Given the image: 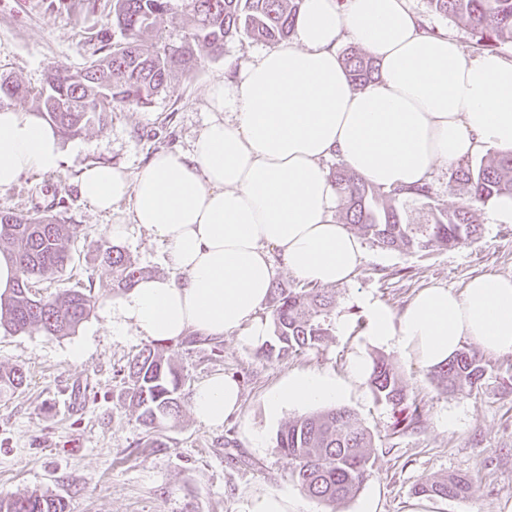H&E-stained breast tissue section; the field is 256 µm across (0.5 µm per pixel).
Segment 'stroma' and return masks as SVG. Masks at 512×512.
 <instances>
[{
    "label": "stroma",
    "mask_w": 512,
    "mask_h": 512,
    "mask_svg": "<svg viewBox=\"0 0 512 512\" xmlns=\"http://www.w3.org/2000/svg\"><path fill=\"white\" fill-rule=\"evenodd\" d=\"M48 2L0 0V75L18 77L34 89L43 86L49 70L76 72L94 59L96 34L112 10V0H100L95 13L86 12L81 0H68L61 9ZM264 48L244 36L228 39L223 57L175 77L150 107L115 108L105 131L92 128L63 141V173L33 175L0 189V210L24 214L47 206L73 228L70 264L36 283V293L51 297L65 288L89 287L96 296L89 318L70 336L0 326V368L19 365L27 374L22 389L0 393V492L56 496L66 512H238L243 498L266 490L287 493L298 512H359L368 496L375 498L377 512H409L417 485L461 475L477 482V493L429 498L430 512H512V355H484L480 386L449 394L431 368L393 349H370V356L394 365L422 418L415 429L394 432L391 407L367 383L352 384L340 405L373 436L371 475L356 496L333 506L301 491L290 459L275 446L278 431L311 414V407L287 406L272 419L265 399L296 372L346 377L357 334L334 330L319 349L272 361L232 335L191 334L165 343V356L184 378L180 417L156 438L138 426L125 398L123 371L147 340L131 330L122 336L111 330L108 306L117 295L111 268L97 259L96 243L112 218L80 197L77 175L92 163L133 170L156 151L189 150L209 117L207 87ZM475 219L480 238L460 248L391 251L364 240L357 275L332 289L334 316L363 319L357 303L362 295L398 312L432 285L459 292L485 273L512 276V224L491 223L485 204L477 205ZM116 244L144 276L170 275L164 246L144 226L129 225ZM217 372L237 378L241 409L213 428L194 419L190 397L197 383ZM249 429L262 435L261 447L252 446Z\"/></svg>",
    "instance_id": "stroma-1"
}]
</instances>
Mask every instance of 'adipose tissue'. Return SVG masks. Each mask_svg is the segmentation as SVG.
<instances>
[{
    "instance_id": "ef3b65f1",
    "label": "adipose tissue",
    "mask_w": 512,
    "mask_h": 512,
    "mask_svg": "<svg viewBox=\"0 0 512 512\" xmlns=\"http://www.w3.org/2000/svg\"><path fill=\"white\" fill-rule=\"evenodd\" d=\"M365 50L375 80L354 86L338 52ZM210 113L189 151L161 150L143 167H85L81 197L112 214L107 232L146 226L167 250L169 277H145L110 307L113 334L159 342L188 333L238 334L258 347L277 267L323 287L350 282L364 257L359 236L335 219L339 194L324 163L339 159L384 189L429 183L488 150L512 154V59L468 55L451 35L424 30L409 0H303L289 39L213 82ZM63 170L55 129L33 112L0 108V189ZM366 321L347 378L305 371L266 399L285 405L340 401L371 369V347H392L434 367L464 341L512 354V277L486 273L462 291L421 289L399 312L359 298ZM235 378L216 373L191 398L198 422L222 425L239 408Z\"/></svg>"
}]
</instances>
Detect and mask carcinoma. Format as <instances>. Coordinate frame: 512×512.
<instances>
[{
	"label": "carcinoma",
	"mask_w": 512,
	"mask_h": 512,
	"mask_svg": "<svg viewBox=\"0 0 512 512\" xmlns=\"http://www.w3.org/2000/svg\"><path fill=\"white\" fill-rule=\"evenodd\" d=\"M303 0H112V27L123 41L110 42L108 30L97 33L99 56L85 69L52 71L38 90L18 79L0 77V106L31 100L38 116L64 139L90 127L102 132L108 115L118 106L149 107L177 74L187 75L206 59L224 54V42L244 35L254 41L277 43L294 30ZM430 9L468 26L476 45L493 49L512 42V0H427ZM184 18V33L173 42L148 47L145 34L173 14ZM352 82L360 86L377 71L370 56L351 49L343 56ZM342 201L344 223L353 226L381 248L421 251L471 244L481 234L473 206L496 196L512 195V156H496L477 166L458 165L454 180L466 189L467 199L453 209L431 205V186L384 191L358 175L338 167L330 170ZM422 202V220L412 222L406 202ZM71 225L48 210L26 214L0 210V253L16 263L19 275L8 296H0V319L9 329L25 333L33 328L50 336H70L88 319L95 300L78 288L52 298L37 297L34 284L52 278L71 260ZM101 262L112 267V290L132 289L141 270L120 249L102 238L97 245ZM334 309L331 290L306 284L274 287L271 311L273 336L261 348L268 359H283L319 348L329 336L328 318ZM486 369L477 349L464 347L436 367L434 377L448 393L472 390ZM131 386L127 396L136 421L147 432L160 433L179 417L180 372L156 347H145L128 363ZM24 371L0 370V391L19 390ZM369 385L375 396L392 407L397 432L420 422L419 406L409 401L393 365L383 357L372 362ZM276 448L294 464L300 489L327 504L352 498L368 480L371 435L342 407H331L289 422L278 431ZM475 484L466 477L426 481L415 493L441 499L471 496ZM0 512H65L59 498L31 493L0 494Z\"/></svg>",
	"instance_id": "1"
}]
</instances>
